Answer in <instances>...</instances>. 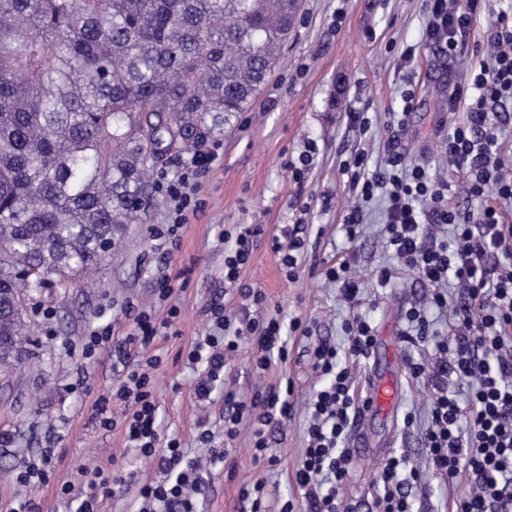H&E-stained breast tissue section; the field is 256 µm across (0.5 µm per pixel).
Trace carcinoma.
Masks as SVG:
<instances>
[{
  "label": "carcinoma",
  "instance_id": "obj_1",
  "mask_svg": "<svg viewBox=\"0 0 512 512\" xmlns=\"http://www.w3.org/2000/svg\"><path fill=\"white\" fill-rule=\"evenodd\" d=\"M299 0H0V363L37 291L116 256L148 169L249 111Z\"/></svg>",
  "mask_w": 512,
  "mask_h": 512
}]
</instances>
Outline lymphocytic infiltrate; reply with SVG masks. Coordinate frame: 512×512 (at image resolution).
<instances>
[{"instance_id": "1", "label": "lymphocytic infiltrate", "mask_w": 512, "mask_h": 512, "mask_svg": "<svg viewBox=\"0 0 512 512\" xmlns=\"http://www.w3.org/2000/svg\"><path fill=\"white\" fill-rule=\"evenodd\" d=\"M423 11L426 41L454 59L467 53L487 0H423ZM508 100L512 13L503 12L493 23L485 56L455 83L448 97L449 112L460 118L443 139L447 174L429 173L409 161L401 145L407 127L403 121L387 139L383 166L368 169L362 151L344 165L360 200L343 216L348 241H355L363 222L361 203L379 194L387 200L384 234L397 265L377 270L378 282L390 283L394 269L410 271L433 287L431 304L437 308L449 306V283L465 291L463 303L452 308L447 333L435 343L437 358L408 363L411 375L427 380L432 388L422 434L427 470L448 484L464 481L469 486L468 493L455 500V512H512V224L503 210L504 203L512 201V175L505 172L495 121L497 106ZM217 156L216 147H202L190 172L169 182V218L158 237L178 241L189 214L200 207L196 181L210 172ZM453 175L466 180L476 207L454 203L449 181ZM262 233L257 224L225 233V282L237 283L251 258L253 240ZM492 257L497 260L493 267L488 264ZM171 295V286L161 283L157 298L169 305L165 318L130 305L132 327L124 338H115L105 326L93 330L82 348L84 357L90 358L108 343L116 357L119 381L110 394L95 401V418L106 429L122 426L129 447L141 460L159 462L166 473L164 480L139 488L135 512H196L195 499L205 484L199 461L188 456L178 439L162 434L153 395L160 360L150 349L180 315ZM241 296L248 313L240 316L212 304L208 331L188 353L189 362L202 367L195 384L199 400H210L241 341L250 343L257 371L288 358L283 323L277 315L263 314V294L248 288ZM344 332V348L323 343L312 353L313 370L324 384L308 406L306 446L295 471L305 512H351L340 492L352 470L353 451L347 442L361 407L353 374L340 359L345 356L357 363L367 358L375 334L370 322L358 316L346 321ZM293 391L288 380L249 396L226 392L225 437L234 439L241 425H249L253 456L264 459L268 429L287 420ZM116 404L123 408L118 419L112 414ZM424 472L405 457H389L380 469L375 512H413L412 488L423 483ZM123 484V477L97 465L82 468L80 483H65L62 492L76 500V512H96L100 500L112 497Z\"/></svg>"}]
</instances>
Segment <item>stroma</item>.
Here are the masks:
<instances>
[{"instance_id": "stroma-1", "label": "stroma", "mask_w": 512, "mask_h": 512, "mask_svg": "<svg viewBox=\"0 0 512 512\" xmlns=\"http://www.w3.org/2000/svg\"><path fill=\"white\" fill-rule=\"evenodd\" d=\"M424 23L422 0H301L294 31L252 110L218 136L221 161L203 178V207L190 215L178 244H158L152 229L167 221L166 186L183 173L185 155L155 164L156 202L142 223L130 225L116 259L88 280L51 278L26 300L30 355L0 374V467L8 471L0 478V512H9L15 494L11 472L46 448L55 453L56 469L48 483L30 492L39 512H68L61 486L78 481L79 469L96 463L113 466L125 479L123 493L103 500V512H132L139 486L161 479L157 464L143 463L127 447L122 428L100 429L92 405L112 390V353L104 350L87 360L81 350L96 326L109 322L115 335H125L131 322L128 302L152 303L164 276L171 280L180 316L153 344L161 359L155 389L161 427L177 436L190 456H202L206 450L196 435L204 416L215 447L225 445L224 391L216 389L208 403L197 402L198 371L187 355L206 331L211 304L234 313L242 305L236 287L224 282V234L242 224L263 225L265 238L243 269L241 284L264 293L268 312L300 319L310 333L289 335L287 362H274L262 375L253 369L250 344L241 343L228 384L247 394L255 386L292 379L295 411L288 424L269 431L267 452L278 460L271 471L254 460L250 429L241 426L229 463H216L205 475L199 512H242L239 489L259 477L266 480L268 503L302 500L294 474L305 444L307 403L322 384L310 352L325 339L343 346L342 326L356 315L365 317L375 334L369 357L353 369L358 396H367L375 379L396 382L399 392L393 410L359 416L351 429L365 445L354 451L351 478L342 491L345 504L354 512H372L378 470L391 455L423 462L421 436L431 389L411 377L407 360L434 358L435 347L409 344L404 335L406 311L425 306L430 287L409 271L387 285L378 283L375 269L392 262L383 234V200L365 206L355 242L347 241L341 224L344 211L357 203L343 162L362 151L370 167L382 164L387 126L406 121L403 144L412 162L433 173L446 167L441 139L452 121L448 89L475 59L443 57L424 42ZM409 45L417 53L407 63L401 52ZM409 92L415 98L407 112L403 97ZM354 112L366 113L368 131L352 125ZM286 224L304 225L306 235L305 255L292 280L267 243ZM342 258L360 281L354 305L325 277ZM40 306L52 310L49 322L38 319ZM410 412L416 420L409 426L404 417ZM467 490L466 482L451 488L428 476L425 491L413 493L414 510L452 512L448 501Z\"/></svg>"}]
</instances>
